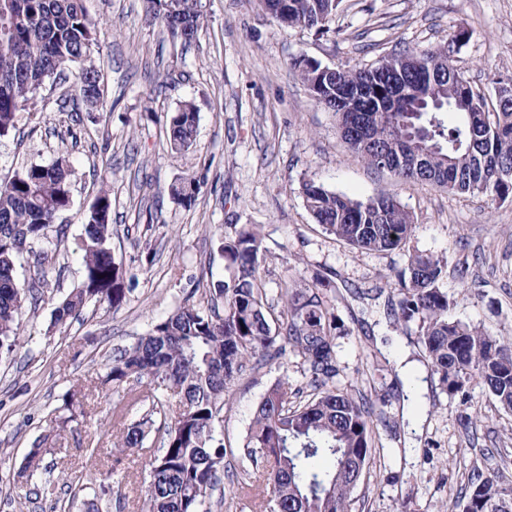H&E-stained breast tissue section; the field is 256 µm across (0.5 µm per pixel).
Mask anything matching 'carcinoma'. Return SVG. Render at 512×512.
<instances>
[{
    "label": "carcinoma",
    "mask_w": 512,
    "mask_h": 512,
    "mask_svg": "<svg viewBox=\"0 0 512 512\" xmlns=\"http://www.w3.org/2000/svg\"><path fill=\"white\" fill-rule=\"evenodd\" d=\"M280 25L324 35L342 0H260ZM148 12L172 39L192 42L203 26L200 0H148ZM100 28L83 0H0V137L15 127L19 113L34 114L47 81L84 61L98 46ZM294 65L311 95L336 114L348 149L368 165L405 180H420L460 193L493 200L512 195V87L498 89L496 112L448 59V48L407 49L370 67H329L308 59ZM412 91L404 101H387L391 85ZM101 98L96 69H82L74 100L89 110ZM461 120L448 126L441 114ZM366 119L365 134L351 126ZM197 112L186 102L167 116L165 138L176 152L195 142ZM72 169L60 158L32 164L0 183V350L10 353L24 333L28 288L16 278L24 250L47 241L51 224L71 204ZM200 190L192 175L169 186V194L189 206ZM305 205L315 223L354 248L390 252L411 237L413 216L393 196L355 198L313 180L302 183ZM110 194L101 190L83 217L77 242L82 282L52 311L65 323L94 300L119 308L125 298V272L112 253ZM229 279L209 289L207 306L185 299L166 318L133 342L112 352L107 379L120 389L130 382L147 388L134 401L148 404L142 419L120 421L116 452L148 453L144 512H211L220 475L233 493L255 502L258 512H349L351 494L369 464L373 440L371 411L365 396L339 389L336 377V315L319 288L280 293L274 314L257 269L263 258L256 227L245 225L220 240ZM448 269L444 256L416 253L395 275V321L417 329L418 343L439 383L461 395L469 408V390L481 387L512 412V343L486 330L448 317V294L440 282ZM224 314H219V305ZM302 359L309 399L288 397L285 383L271 387L256 407L241 458L251 468L238 472L227 460L224 414L229 385L261 360L286 351ZM158 447L149 448V441ZM46 448H33L15 474L28 482L43 473ZM112 492L102 483L83 502L99 512V501ZM463 512H512V486L494 476L471 473Z\"/></svg>",
    "instance_id": "cac0c4a2"
}]
</instances>
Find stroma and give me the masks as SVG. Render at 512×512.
Here are the masks:
<instances>
[{
    "mask_svg": "<svg viewBox=\"0 0 512 512\" xmlns=\"http://www.w3.org/2000/svg\"><path fill=\"white\" fill-rule=\"evenodd\" d=\"M102 33L91 56L100 75L104 108L73 104L76 79L46 83L37 115L20 114L0 137V182L32 164L67 157L74 169L71 206L56 219L53 266L25 314V335L0 356V512H80L91 484L118 469L124 508L114 497L102 512H134L146 477L136 453L112 454L114 418L135 421L143 404L129 405L103 377L115 347L145 334L185 299L227 280L217 242L244 224L257 226L265 248L258 267L269 303L283 287L325 285L333 309L339 388L364 392L374 409L370 464L354 490L351 512H462L461 492L472 464L512 485V415L482 388L471 391V413L443 391L414 332L387 316L391 283L410 254L467 257L471 275L460 283L448 272L441 286L450 318L512 337V199L490 200L402 181L367 167L346 148L333 112L318 104L293 61L369 66L406 47L449 44L468 29V42L450 52L452 63L488 111L497 108L500 83L512 81V0H342L332 21L336 35L279 25L258 0H202L206 15L185 49L148 12L146 0H85ZM188 101L198 111L193 148L172 152L166 115ZM201 177L191 206L174 202L169 184ZM312 179L358 198L389 194L412 214L404 249L353 248L316 224L300 193ZM112 199V253L129 289L119 309L90 302L65 325L52 323L51 301L82 280L75 243L83 215L100 190ZM425 373L427 392L419 434H409L407 366ZM304 385L293 353L260 363L230 386L224 444L238 448L253 412L278 380ZM85 393L84 414L60 412L66 391ZM50 448L49 472L37 483L14 476L35 444ZM99 456H90V449Z\"/></svg>",
    "mask_w": 512,
    "mask_h": 512,
    "instance_id": "stroma-1",
    "label": "stroma"
}]
</instances>
